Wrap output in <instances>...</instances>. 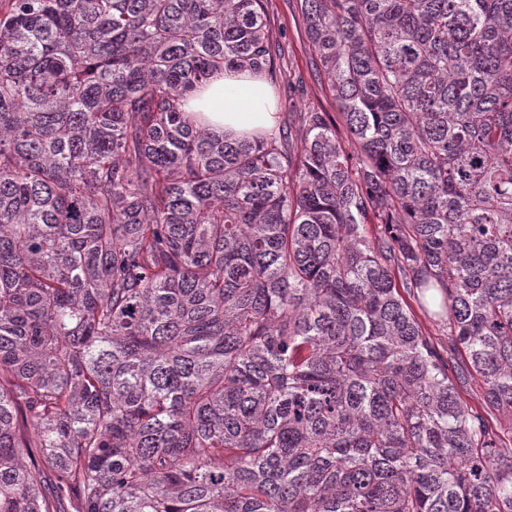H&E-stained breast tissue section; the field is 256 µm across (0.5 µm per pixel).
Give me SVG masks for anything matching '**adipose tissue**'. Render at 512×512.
Returning <instances> with one entry per match:
<instances>
[{
	"instance_id": "ef3b65f1",
	"label": "adipose tissue",
	"mask_w": 512,
	"mask_h": 512,
	"mask_svg": "<svg viewBox=\"0 0 512 512\" xmlns=\"http://www.w3.org/2000/svg\"><path fill=\"white\" fill-rule=\"evenodd\" d=\"M187 109L203 115L211 129L232 139L272 129L276 122L269 86L230 71L214 74L203 89L191 93Z\"/></svg>"
}]
</instances>
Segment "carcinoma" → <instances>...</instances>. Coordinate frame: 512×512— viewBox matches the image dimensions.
Returning a JSON list of instances; mask_svg holds the SVG:
<instances>
[{
  "label": "carcinoma",
  "instance_id": "1",
  "mask_svg": "<svg viewBox=\"0 0 512 512\" xmlns=\"http://www.w3.org/2000/svg\"><path fill=\"white\" fill-rule=\"evenodd\" d=\"M298 2L349 148L188 113L264 0H0V512H512V0Z\"/></svg>",
  "mask_w": 512,
  "mask_h": 512
}]
</instances>
